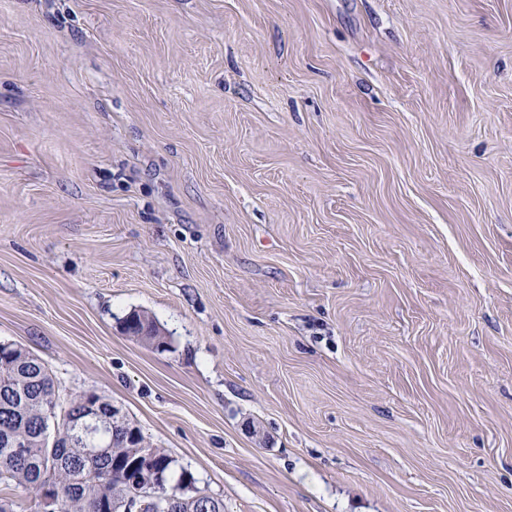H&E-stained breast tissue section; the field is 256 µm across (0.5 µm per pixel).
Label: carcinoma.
<instances>
[{"label": "carcinoma", "mask_w": 512, "mask_h": 512, "mask_svg": "<svg viewBox=\"0 0 512 512\" xmlns=\"http://www.w3.org/2000/svg\"><path fill=\"white\" fill-rule=\"evenodd\" d=\"M132 337L158 347L164 336L153 318L133 311L123 320ZM90 395L63 402L45 363L29 351L0 343V483L15 484L42 503V488L53 484L61 494L60 512H122L139 495L128 469L147 448L143 435L129 442L126 431L112 427V403L96 397L106 420L84 419ZM101 454L88 463L87 450ZM158 492L173 499V512H224V502L192 487L181 475L170 483L174 460L161 452Z\"/></svg>", "instance_id": "cac0c4a2"}]
</instances>
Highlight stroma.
Instances as JSON below:
<instances>
[{
    "instance_id": "35a3bbf8",
    "label": "stroma",
    "mask_w": 512,
    "mask_h": 512,
    "mask_svg": "<svg viewBox=\"0 0 512 512\" xmlns=\"http://www.w3.org/2000/svg\"><path fill=\"white\" fill-rule=\"evenodd\" d=\"M0 342L224 512H512V0H0ZM123 330L126 334H131L142 342L156 345L157 348L165 342V337L161 335L160 329L153 318L144 312L133 311L123 320ZM145 334V336H139Z\"/></svg>"
}]
</instances>
